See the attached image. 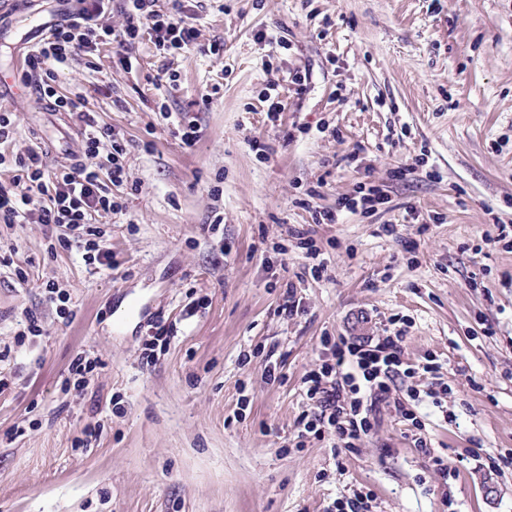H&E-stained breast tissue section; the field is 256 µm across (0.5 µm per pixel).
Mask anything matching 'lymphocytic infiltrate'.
<instances>
[{
    "mask_svg": "<svg viewBox=\"0 0 512 512\" xmlns=\"http://www.w3.org/2000/svg\"><path fill=\"white\" fill-rule=\"evenodd\" d=\"M62 21L48 32L25 57L21 81L58 112L76 113L82 133L83 163L50 170L42 152L29 148L7 159L0 152V167L14 163L16 173L0 182V221L7 224H46L58 227L59 246L82 247V259L93 271L111 268L112 253L103 242L105 231L96 218L122 212L124 202L112 190L126 177V147L110 126L99 124L84 98H70L56 88L57 70L77 56L91 57L99 46L115 44L117 62L132 65L130 48L147 38L163 56L196 44L200 32L197 11L185 0H169L160 10L156 0H123L124 24L115 29L102 25L110 0H73ZM109 146L107 165H99L101 146ZM402 330L386 336L359 338L323 337L328 353L303 379L310 409L297 422L298 437L334 436L337 447L353 451L377 423L379 405L389 401L398 382L427 377L439 365L404 357Z\"/></svg>",
    "mask_w": 512,
    "mask_h": 512,
    "instance_id": "lymphocytic-infiltrate-1",
    "label": "lymphocytic infiltrate"
}]
</instances>
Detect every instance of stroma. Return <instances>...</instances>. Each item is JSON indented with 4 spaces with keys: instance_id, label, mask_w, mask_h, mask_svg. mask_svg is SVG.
I'll list each match as a JSON object with an SVG mask.
<instances>
[{
    "instance_id": "1",
    "label": "stroma",
    "mask_w": 512,
    "mask_h": 512,
    "mask_svg": "<svg viewBox=\"0 0 512 512\" xmlns=\"http://www.w3.org/2000/svg\"><path fill=\"white\" fill-rule=\"evenodd\" d=\"M62 18L60 0L0 16L4 150L41 148L53 167L81 160L82 125L19 76ZM198 27L165 58L141 40L128 72L105 45L58 73L60 94L126 143V212L104 220L114 266L97 274L79 248L48 252L54 227L0 223V512H325L362 487L372 512H444L447 496L458 512H512V465L480 464L512 449V247L497 240L512 225V0H205ZM165 64L177 87L157 86ZM181 117L201 129L189 149ZM362 182L387 203L313 224ZM305 224L319 279L288 235ZM29 313L41 335H22ZM396 315L406 359L436 356L452 388L446 411L415 407L446 482L390 405L354 452L291 445L322 338L382 336ZM79 355L97 364L83 387L68 380Z\"/></svg>"
}]
</instances>
